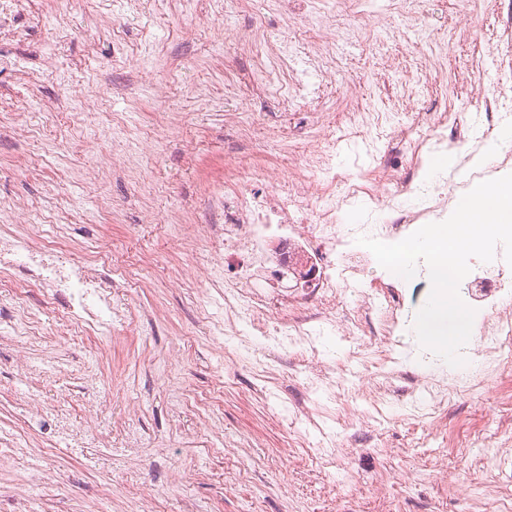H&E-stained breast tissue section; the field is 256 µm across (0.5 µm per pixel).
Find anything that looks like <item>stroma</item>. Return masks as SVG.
I'll return each instance as SVG.
<instances>
[{"mask_svg": "<svg viewBox=\"0 0 512 512\" xmlns=\"http://www.w3.org/2000/svg\"><path fill=\"white\" fill-rule=\"evenodd\" d=\"M271 0H247L232 28L259 25L267 38L289 31L288 15ZM95 0H78L67 17L69 36L60 48L69 82L51 79L40 96L65 107L70 99L110 101L126 113L130 128L168 114L163 146L138 163L93 165L104 149L101 126L25 143L0 132V196L36 199L43 212L78 202L64 228L41 223L47 240L62 239L85 260L112 277V310L118 319L112 341L64 336L57 331L60 304L43 302L36 290L25 299L39 306L42 335H0V421L17 419L29 394L58 404L90 427L112 425V442L122 447L127 427H136L141 445L117 456L113 469L89 471L83 457L52 450L33 487L24 472L0 467V512H96L111 497L112 512H162L166 499L185 501L188 512H488L498 484L482 462L488 452L512 453V382H489L478 395L448 403L438 422L411 419L408 381L387 395L394 418L366 419L367 400L385 381L366 371L350 376L336 391H309L304 377L317 362L281 366L262 375L224 354V340L202 323L201 308L221 286L198 277L175 284L173 276L189 260L170 225L153 223L157 210L179 211L189 224L210 220L204 191L220 177L230 158L255 166H277L284 158L265 141L240 140L234 116L257 103L270 124L305 130L310 115L282 111L274 89L234 88L252 65L250 56L219 57L211 42L219 28L181 0H136L115 13L116 29L89 30ZM435 28L453 32L438 72L424 73L417 60L423 44L409 32L379 43L363 37L341 57L342 71L319 94L328 111L345 112L352 90L372 98L385 112H441L462 117L482 112L487 98L512 94L503 78L512 63V0H431ZM196 31L185 38V29ZM121 33L135 56L114 49ZM139 91L122 94L138 59ZM168 81L170 94L153 101L150 87ZM111 239L115 256L98 252ZM96 368L99 389L80 390L86 368ZM289 406L326 419L339 445L335 465H326L316 446L322 437L308 429L302 444L278 411Z\"/></svg>", "mask_w": 512, "mask_h": 512, "instance_id": "1", "label": "stroma"}]
</instances>
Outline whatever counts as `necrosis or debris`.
I'll use <instances>...</instances> for the list:
<instances>
[{"label":"necrosis or debris","instance_id":"4bbe7bcc","mask_svg":"<svg viewBox=\"0 0 512 512\" xmlns=\"http://www.w3.org/2000/svg\"><path fill=\"white\" fill-rule=\"evenodd\" d=\"M32 5L33 0H0V44L17 47L13 55L0 54V72L14 75L29 92L28 100L11 110L7 123L25 141L42 133L29 121L31 113L47 109L38 86L59 73L56 52H47L35 69L23 52L30 36L26 20ZM362 15L361 0H327L318 17L319 36L310 51L292 37L273 43L259 29L238 30L237 45L248 50L256 64L255 70L242 75V84L252 85L259 78L273 82L277 72L308 56L315 62L318 82L335 79L338 51L360 40L352 20ZM366 18L369 28L388 37L401 27L416 30L422 39L431 37L428 0H392L385 13ZM279 103L285 109L304 104L311 112L312 132L303 138L291 176L240 161L231 178L213 181L208 202L222 229L216 235L196 237L192 251L200 264L178 273L182 279L200 274L223 285L224 308L234 320L224 333L226 349L240 360L261 353L267 367L292 358H317L324 332L335 322L331 301L338 297L346 312L344 335L383 339L387 346L367 354L354 352L346 360L319 367L308 377L309 386L335 388L355 363L389 380L407 372L414 379L412 407L420 413L429 408L445 411L449 395L475 390L486 378L511 381L512 357L505 355L504 348L512 343V266L506 263L503 249H496L488 263L471 259V271L459 285L461 298L476 314L471 338L461 350L466 363L449 371L440 357L419 347L413 328L415 309L404 306L397 285L379 283L376 259L357 244L361 236L396 243L426 224L444 221L455 184L444 179L392 177L387 188L379 191L374 183L381 167L374 162L346 194L336 193V168L326 141L327 131L336 125L368 144L373 141V129L388 127L417 168L422 164L423 146H430L433 155L447 156L446 131L456 124L457 114L420 112L408 122L394 112H348L339 118L326 111L319 98L298 92L282 95ZM124 123L123 117H113L117 132L110 137V149L100 153L98 165H107L115 155L147 154L169 128L165 114L160 113L147 136L130 138L118 133ZM422 126L434 132L432 144L418 137ZM259 183L275 185L276 193L256 191ZM358 196L370 204L373 223H340V211ZM0 267L6 270L0 277L1 290L33 288L44 301L63 303L60 333L99 338L111 334L112 279L97 273L92 263L75 258L70 249L44 242L32 232H1ZM287 279L293 280V291L284 290ZM25 417L51 422L55 437L69 447L102 448L107 457L115 455L106 427H89L66 409L29 405Z\"/></svg>","mask_w":512,"mask_h":512}]
</instances>
